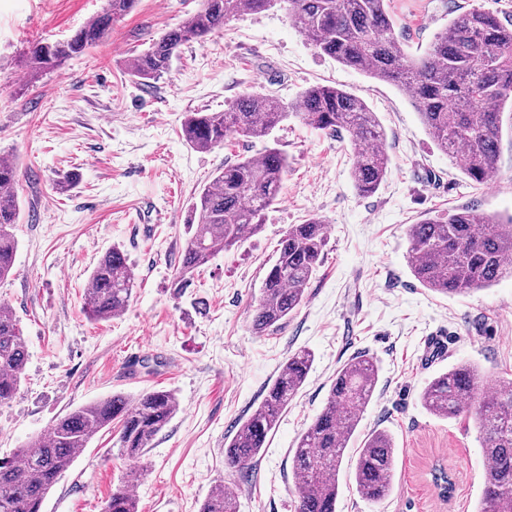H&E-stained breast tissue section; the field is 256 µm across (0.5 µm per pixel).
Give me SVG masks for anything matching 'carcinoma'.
Masks as SVG:
<instances>
[{"label":"carcinoma","mask_w":512,"mask_h":512,"mask_svg":"<svg viewBox=\"0 0 512 512\" xmlns=\"http://www.w3.org/2000/svg\"><path fill=\"white\" fill-rule=\"evenodd\" d=\"M285 4L289 18L320 53L369 76L401 86L417 109L428 135L443 152L462 155V170L475 186L498 170L503 112H512V26L497 13L472 7L455 15L430 46L413 55L395 33L390 0H201V8L134 57L129 74L140 83L160 79L181 47L204 42L229 18ZM136 0H106V7L64 40L33 42L27 60L31 74L51 70L102 42L112 25L134 10ZM329 132H346L359 148L351 176L362 196L384 181L390 157L376 113L360 98L335 86L305 89L294 103L250 94L223 112H188L182 136L191 147L210 151L229 135L264 138L284 120ZM288 174L286 156L276 147L259 158L226 163L191 203V228L180 262L178 286L215 254L242 243L262 229L265 211L278 199ZM19 170L0 160V280L15 259L13 233L20 220L15 187ZM409 268L425 288L463 295L512 275V216L478 213L470 207L426 218L406 230ZM325 224L311 218L291 224L278 243L277 258L253 302L252 331L280 326L304 303L306 288L322 263ZM136 273L127 254L112 247L91 271L86 288L87 317L109 321L129 305ZM28 352L15 314L0 304V405L19 389ZM313 364L304 350L288 361L257 408L224 443L228 474L246 475L267 438L288 409ZM379 378L377 360L359 353L344 362L321 411L300 435L292 456L297 490L295 512H337L339 474L346 448L371 403ZM481 370L461 363L435 376L420 392L421 406L438 419H457L475 410L482 453L488 461L476 512H512V382L484 393ZM179 408L174 393L153 390L129 398L117 393L56 418L46 432L0 461V512H42L62 474L102 430L121 423L119 451L138 458ZM398 453L391 435L371 433L358 449L354 466L357 494L372 504L390 495ZM128 481L118 486L102 512H138ZM200 512H237L231 482L209 494Z\"/></svg>","instance_id":"obj_1"}]
</instances>
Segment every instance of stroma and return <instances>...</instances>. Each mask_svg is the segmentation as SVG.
<instances>
[{"label": "stroma", "mask_w": 512, "mask_h": 512, "mask_svg": "<svg viewBox=\"0 0 512 512\" xmlns=\"http://www.w3.org/2000/svg\"><path fill=\"white\" fill-rule=\"evenodd\" d=\"M106 0H0V156L15 159L21 221L14 274L0 303L19 318L28 360L19 393L0 406V458L13 456L58 416L122 393L169 390L179 410L152 448L121 456L117 431L99 432L44 503V512H101L133 470L139 512H199L232 480L239 512H294L291 458L322 409L339 366L374 356L379 381L346 456L376 430L392 435L398 470L380 505L339 476L338 512H475L485 459L473 417L441 420L419 404L438 373L478 365L484 386L512 381V278L467 295L423 287L407 263L405 227L448 209L512 214V112L503 115L498 171L476 187L432 142L406 92L320 54L283 6L243 14L203 43L185 44L168 73L143 85L130 59L179 24L200 0H138L108 38L60 68L31 78L26 50L66 38ZM482 7L512 24V0H392L395 33L419 54L454 11ZM332 85L362 99L385 130L391 158L375 194L359 196L347 133L297 120L263 140L228 136L201 152L183 139L189 112H221L246 94L295 101ZM275 146L288 176L263 230L196 269L176 287L193 194L224 163ZM76 181L61 191L62 175ZM324 220L328 244L302 306L283 327L254 334L251 305L289 225ZM126 250L138 277L125 312L102 323L85 314L98 258ZM314 355L309 375L246 477H228L224 443L262 401L288 356ZM454 483L435 493L433 466Z\"/></svg>", "instance_id": "obj_1"}]
</instances>
